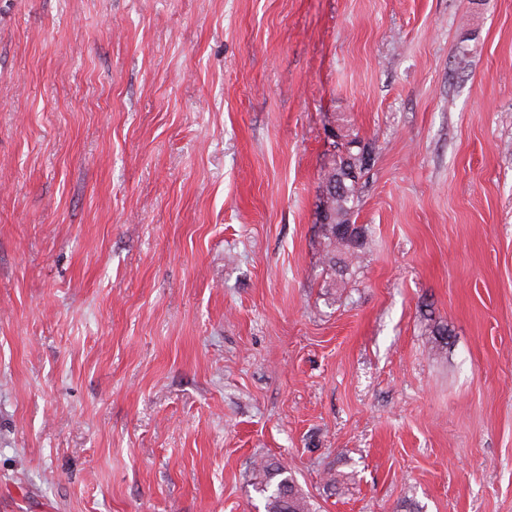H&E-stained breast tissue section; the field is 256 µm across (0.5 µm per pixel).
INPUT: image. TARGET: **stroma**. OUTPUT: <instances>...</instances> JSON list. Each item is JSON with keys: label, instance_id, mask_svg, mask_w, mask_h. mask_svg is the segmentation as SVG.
<instances>
[{"label": "stroma", "instance_id": "obj_1", "mask_svg": "<svg viewBox=\"0 0 512 512\" xmlns=\"http://www.w3.org/2000/svg\"><path fill=\"white\" fill-rule=\"evenodd\" d=\"M262 460L512 512V0H0V506L263 512ZM349 150V155L345 160L339 156L336 160V154L333 157L330 167L326 168L323 173V180L334 179L340 184V190L334 193V183H329V190L334 193L328 197L326 201L327 209L322 214V224H320L322 238L325 244V255L322 264L323 270H326L332 284L328 286L341 285L336 289V294L346 284L347 277L350 276L351 270L355 265V261L359 258L366 245L365 229L360 226L354 228L356 234L351 239L338 233V229L342 226H348L349 220L347 216L351 214L357 206L360 197L359 181L364 171L367 169L362 164L359 155L362 153L361 148ZM356 170L355 175L352 170ZM334 277V278H333ZM339 277V280H338Z\"/></svg>", "mask_w": 512, "mask_h": 512}]
</instances>
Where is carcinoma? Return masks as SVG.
<instances>
[{"mask_svg":"<svg viewBox=\"0 0 512 512\" xmlns=\"http://www.w3.org/2000/svg\"><path fill=\"white\" fill-rule=\"evenodd\" d=\"M358 148L347 158L332 160L323 173V179H333L340 184V190L329 196L327 209L320 224L325 244L322 264L332 278V286L346 284L355 261L366 245L365 229L358 227L353 238L347 239L338 229L349 224L348 216L357 206L360 197L359 181L366 166L362 164ZM432 350L436 353L448 347V328L438 324L432 329ZM255 491L264 500V512H312L307 496L296 484L288 470L274 461L254 464Z\"/></svg>","mask_w":512,"mask_h":512,"instance_id":"1","label":"carcinoma"}]
</instances>
